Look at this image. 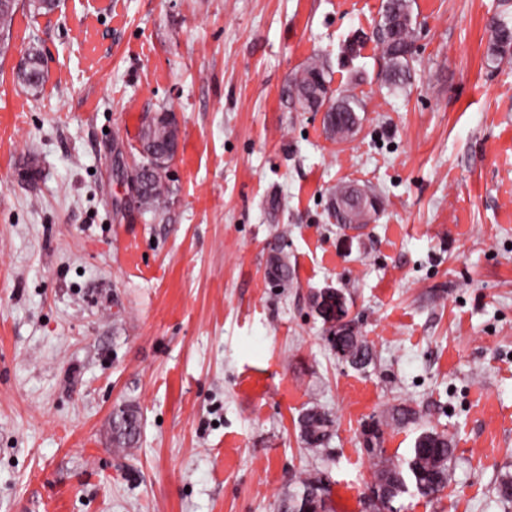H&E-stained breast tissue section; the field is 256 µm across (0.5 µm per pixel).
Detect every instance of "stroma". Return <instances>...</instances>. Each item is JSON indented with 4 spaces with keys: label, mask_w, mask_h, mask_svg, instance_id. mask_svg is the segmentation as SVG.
Wrapping results in <instances>:
<instances>
[{
    "label": "stroma",
    "mask_w": 512,
    "mask_h": 512,
    "mask_svg": "<svg viewBox=\"0 0 512 512\" xmlns=\"http://www.w3.org/2000/svg\"><path fill=\"white\" fill-rule=\"evenodd\" d=\"M385 0H60L0 62V512H279L302 472L366 512L376 431L455 446L447 487L395 512H512V0H411L405 89L382 82ZM39 47L32 94L13 69ZM361 108L350 140L284 93L312 57ZM180 132L160 217L128 199L146 114ZM381 195L343 230L338 185ZM280 243L291 279L270 284ZM369 344L340 358L315 298ZM318 406L327 447L298 421ZM413 410L398 422L395 408ZM137 412L130 446L112 417ZM491 39L487 50V60L499 66L504 59L512 56V26L504 19L492 20ZM369 193L370 195L365 193V201L369 203L370 208L366 209L365 207L359 206L353 218H348L346 215L336 213L335 211L333 212L336 224H338L340 228H353L357 226L356 224H367V222L377 214L381 201L378 196L370 190ZM316 305L325 320L333 321L336 319V324L347 322L342 300L336 297V293L321 294L319 299L316 300ZM333 421L320 408L307 409L299 419L300 435L307 448L324 447L331 437Z\"/></svg>",
    "instance_id": "35a3bbf8"
}]
</instances>
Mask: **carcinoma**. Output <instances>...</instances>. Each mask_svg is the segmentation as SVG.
<instances>
[{"mask_svg": "<svg viewBox=\"0 0 512 512\" xmlns=\"http://www.w3.org/2000/svg\"><path fill=\"white\" fill-rule=\"evenodd\" d=\"M56 8V0H0V56L9 49L11 27L18 10L28 11L30 16H47ZM491 39L487 50L488 62L498 66L512 56V26L503 19L491 22ZM377 32L383 55L387 61L384 75L386 85L395 90L404 88L411 77L414 28L410 0H386L382 21ZM18 83L31 92H38L45 83V72L39 51L31 48L25 59L16 67ZM331 77L323 61L313 58L299 73L288 81L286 93L303 110H319L328 105L325 116L327 131L339 139L354 133L359 124L358 98L353 94L337 98L328 96ZM178 139V127L171 112L162 107L145 122L137 135L135 150L141 157L139 168L149 164L150 158L163 156V144ZM145 192L140 196V207L161 214L168 207L173 189L168 170H152L144 178ZM369 208L359 207L354 217L333 213L339 227L353 228L365 224L377 214L381 201L374 193L365 195ZM272 284L281 287L288 283L290 270L281 249L274 247L270 255ZM317 308L327 321L336 319V293H324L316 300ZM335 344L349 353L348 362L363 367L371 360V348L363 337L347 324L333 332ZM333 421L320 408L307 409L299 419L300 435L308 448L318 449L326 445L331 437ZM117 441L121 445L131 444L138 434V422L134 414L127 415L116 425ZM454 455L453 443L448 435L436 431H425L416 439L409 459L398 462L379 457L374 473L372 493L376 499L369 501L371 512L392 509L393 499L404 493L407 482H412L416 492L423 498H433L448 484V463ZM302 492L282 504V512H300L298 505L305 503L311 512H327L322 495L323 482L319 474L308 473L298 477Z\"/></svg>", "mask_w": 512, "mask_h": 512, "instance_id": "cac0c4a2", "label": "carcinoma"}]
</instances>
